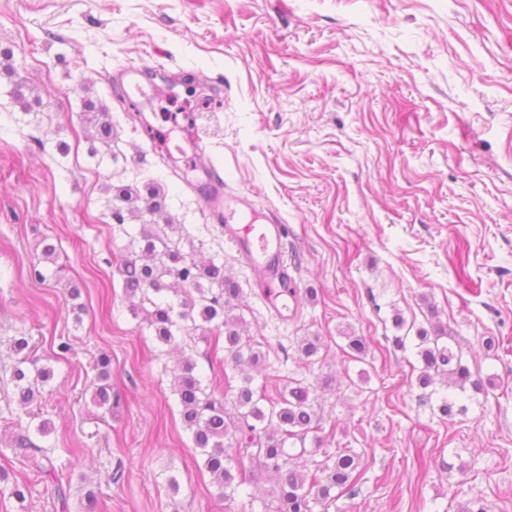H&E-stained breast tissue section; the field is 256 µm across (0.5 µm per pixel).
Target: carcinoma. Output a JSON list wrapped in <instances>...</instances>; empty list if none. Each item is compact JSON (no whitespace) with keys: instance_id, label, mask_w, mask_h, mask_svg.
Masks as SVG:
<instances>
[{"instance_id":"obj_1","label":"carcinoma","mask_w":512,"mask_h":512,"mask_svg":"<svg viewBox=\"0 0 512 512\" xmlns=\"http://www.w3.org/2000/svg\"><path fill=\"white\" fill-rule=\"evenodd\" d=\"M87 122L96 130V139L106 146V153L112 154L110 114L91 112ZM145 190L143 198L136 187L116 189L110 207L112 218L122 231L126 230V221L139 222L138 235L144 244V260L125 258L117 271L132 316L147 323L166 353L179 354L172 393L185 429L202 452V468L228 502L236 500L239 488L246 483H272L263 512H314L316 505L329 504L357 484L362 456L346 448L312 470L300 468L298 459L307 453L305 439L318 428L309 388L290 384L273 395L254 386L249 369L264 362V353L259 343L251 342L245 319L237 313L244 307L242 288L224 274V263L218 258L183 252L184 238L167 216L164 187L153 181L145 185ZM175 284L191 288L192 293L181 295L173 288ZM199 329L210 332L214 344L224 342V351L230 357L233 374H224L226 389L222 398L207 391L196 372V361L182 347L184 338ZM30 340L29 336L8 339L14 359L4 369L19 405L25 409L24 413L9 417L14 427L10 447L25 459L29 473L8 487H1L0 498L22 504L31 494L33 483L40 480L50 482L55 497L64 504L69 496L64 479L71 472L70 463L57 462L56 445L39 444L30 436L32 428L42 438L53 429L48 419L33 424L38 414L27 411L53 376L50 368L37 365L29 355ZM409 340L419 359L421 388L440 383L461 392L469 387L482 390L464 363L459 341L446 328L419 327L411 337H395L401 348ZM321 347L318 336H304L297 342V351L307 360L317 356ZM94 370V400L100 406L110 405L112 358L100 354Z\"/></svg>"}]
</instances>
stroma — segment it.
Returning a JSON list of instances; mask_svg holds the SVG:
<instances>
[{
	"label": "stroma",
	"mask_w": 512,
	"mask_h": 512,
	"mask_svg": "<svg viewBox=\"0 0 512 512\" xmlns=\"http://www.w3.org/2000/svg\"><path fill=\"white\" fill-rule=\"evenodd\" d=\"M1 53L44 99L24 113L0 69V336H32L52 369L39 401L75 465L66 504L39 487L26 512H79L86 483L105 512H238L269 488L224 502L182 424L175 355L128 310L117 262L140 249L114 230L105 186L153 180L173 222L243 288L265 353L256 385L336 377L310 394L320 428L305 462L351 448L363 472L327 512H459L476 497L512 512V0H0ZM169 94L194 106L227 186L286 224L293 318L266 306L202 208L204 174L175 149L188 129L160 113ZM87 100L112 115L117 158L103 165ZM397 314L462 343L485 384L459 395L464 413L442 415L446 389L419 386ZM314 334L313 364L296 348ZM351 336L361 358L342 351ZM103 352L110 411L92 401ZM186 352L222 396L212 336L197 331Z\"/></svg>",
	"instance_id": "35a3bbf8"
}]
</instances>
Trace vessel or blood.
<instances>
[{
  "label": "vessel or blood",
  "instance_id": "obj_1",
  "mask_svg": "<svg viewBox=\"0 0 512 512\" xmlns=\"http://www.w3.org/2000/svg\"><path fill=\"white\" fill-rule=\"evenodd\" d=\"M203 202L221 223L225 240L260 284L266 302L280 318H287L291 296L284 289L290 278L284 251L286 225L249 195L226 190L216 175L210 179Z\"/></svg>",
  "mask_w": 512,
  "mask_h": 512
}]
</instances>
